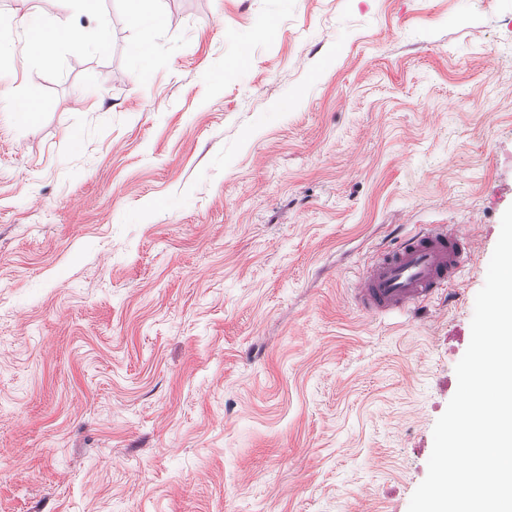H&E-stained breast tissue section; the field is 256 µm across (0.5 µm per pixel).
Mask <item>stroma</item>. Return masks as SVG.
<instances>
[{
  "instance_id": "stroma-1",
  "label": "stroma",
  "mask_w": 512,
  "mask_h": 512,
  "mask_svg": "<svg viewBox=\"0 0 512 512\" xmlns=\"http://www.w3.org/2000/svg\"><path fill=\"white\" fill-rule=\"evenodd\" d=\"M142 6L144 68L125 0L0 34V512H408L512 206V0ZM423 224L459 284L360 312ZM131 9L129 21L132 25L140 29L144 37H149L155 29L164 22V18L158 14H151L140 9L138 0H129ZM21 28L24 35L35 46H44L56 39H62L77 50H89L91 46L79 35L69 31H53L45 27L43 13L36 11L20 16H0V31Z\"/></svg>"
}]
</instances>
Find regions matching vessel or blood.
<instances>
[{"label":"vessel or blood","instance_id":"vessel-or-blood-1","mask_svg":"<svg viewBox=\"0 0 512 512\" xmlns=\"http://www.w3.org/2000/svg\"><path fill=\"white\" fill-rule=\"evenodd\" d=\"M474 251L456 225H425L397 237L359 275L355 300L363 312L408 311L453 286Z\"/></svg>","mask_w":512,"mask_h":512}]
</instances>
